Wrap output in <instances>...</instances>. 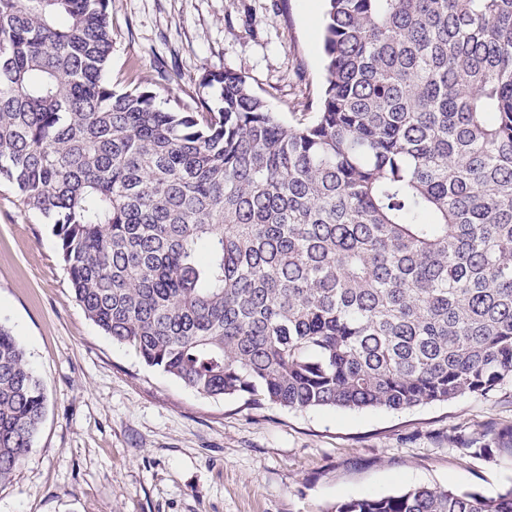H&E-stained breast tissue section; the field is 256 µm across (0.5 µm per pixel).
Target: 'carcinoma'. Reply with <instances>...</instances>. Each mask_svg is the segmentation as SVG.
Here are the masks:
<instances>
[{"instance_id":"obj_1","label":"carcinoma","mask_w":512,"mask_h":512,"mask_svg":"<svg viewBox=\"0 0 512 512\" xmlns=\"http://www.w3.org/2000/svg\"><path fill=\"white\" fill-rule=\"evenodd\" d=\"M323 90L280 119L226 71L175 111L106 72L112 0H0V184L75 298L196 393L401 410L512 382V0H326ZM41 380L0 323V484ZM332 512H512L420 487Z\"/></svg>"}]
</instances>
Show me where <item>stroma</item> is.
<instances>
[{
	"instance_id": "stroma-1",
	"label": "stroma",
	"mask_w": 512,
	"mask_h": 512,
	"mask_svg": "<svg viewBox=\"0 0 512 512\" xmlns=\"http://www.w3.org/2000/svg\"><path fill=\"white\" fill-rule=\"evenodd\" d=\"M115 85L217 104L231 70L284 120L320 93L324 0H112ZM0 323L47 396L0 512H331L418 487L494 496L512 455L464 450L512 427V383L399 411L290 412L207 398L144 366L76 302L51 224L0 185Z\"/></svg>"
}]
</instances>
